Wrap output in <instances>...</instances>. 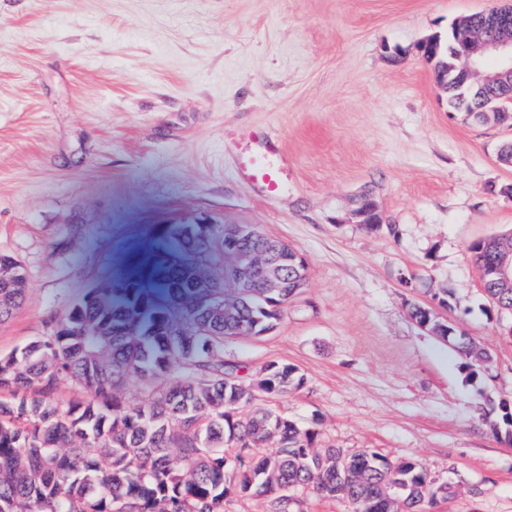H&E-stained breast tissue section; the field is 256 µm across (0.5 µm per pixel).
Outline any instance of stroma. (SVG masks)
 <instances>
[{"label": "stroma", "instance_id": "35a3bbf8", "mask_svg": "<svg viewBox=\"0 0 512 512\" xmlns=\"http://www.w3.org/2000/svg\"><path fill=\"white\" fill-rule=\"evenodd\" d=\"M512 0H0V255L27 289L0 355L45 336L87 291L124 278L160 224H250L304 257L277 328L225 340L254 392L318 447L420 464L436 512H512V314H489L469 247L512 231V127L448 109L420 44ZM288 157L279 192L239 159L262 134ZM370 195L385 223L350 218ZM446 316L490 360L468 367L413 306ZM274 394L286 393L291 388H298L303 378L298 377L295 369L287 364H280L278 370L264 374L259 378Z\"/></svg>", "mask_w": 512, "mask_h": 512}]
</instances>
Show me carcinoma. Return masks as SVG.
I'll list each match as a JSON object with an SVG mask.
<instances>
[{
  "label": "carcinoma",
  "instance_id": "cac0c4a2",
  "mask_svg": "<svg viewBox=\"0 0 512 512\" xmlns=\"http://www.w3.org/2000/svg\"><path fill=\"white\" fill-rule=\"evenodd\" d=\"M450 41L428 53L437 75L452 63ZM496 95L477 84L461 110L475 118ZM173 246L182 264L151 249L129 276L90 290L51 320L49 334L0 356V393H10L0 398V512H224V498L241 495L249 471L266 479L271 512L290 509L282 483L321 498L371 500L376 512H391L382 494L392 481L402 486L401 512H429L424 490L432 480L419 464L393 471L361 452L310 453L317 433L291 421L282 427L265 408L244 418L232 413L251 392L224 387V339L242 323L263 330L271 318L265 307L284 312L293 289L271 299L257 287L227 322L224 312L197 307L196 293L183 287L198 279V262L219 260L217 248L202 250L192 238ZM25 286L22 265L0 256V323L19 308ZM483 291L496 310L512 312V288L487 282ZM130 379L160 388L130 406L122 397ZM63 380L82 386L87 397L55 395ZM260 380L274 394L303 383L287 364ZM491 430L511 439L512 411ZM276 433L288 447L259 455ZM227 452L239 461V479L224 474Z\"/></svg>",
  "mask_w": 512,
  "mask_h": 512
}]
</instances>
